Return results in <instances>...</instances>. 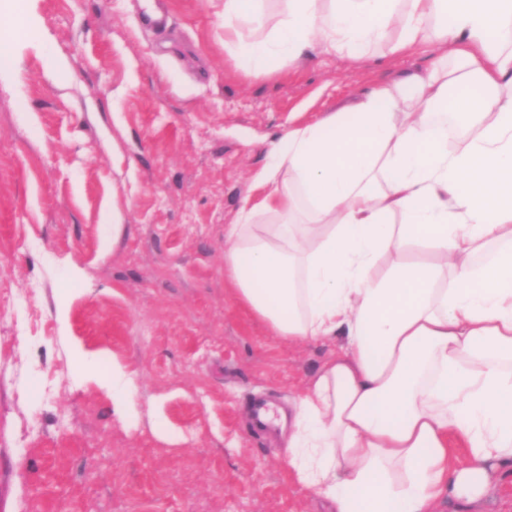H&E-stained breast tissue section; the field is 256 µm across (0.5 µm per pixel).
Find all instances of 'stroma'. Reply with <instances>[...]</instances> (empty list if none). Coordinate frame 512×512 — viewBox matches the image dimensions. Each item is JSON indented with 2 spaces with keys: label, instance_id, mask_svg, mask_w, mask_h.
I'll use <instances>...</instances> for the list:
<instances>
[{
  "label": "stroma",
  "instance_id": "stroma-1",
  "mask_svg": "<svg viewBox=\"0 0 512 512\" xmlns=\"http://www.w3.org/2000/svg\"><path fill=\"white\" fill-rule=\"evenodd\" d=\"M164 3L175 57L145 0H0V512H332L246 418L258 394L288 410L337 343L239 307L224 227L272 140L432 57L258 74L224 50V0ZM80 355L127 368L128 419Z\"/></svg>",
  "mask_w": 512,
  "mask_h": 512
}]
</instances>
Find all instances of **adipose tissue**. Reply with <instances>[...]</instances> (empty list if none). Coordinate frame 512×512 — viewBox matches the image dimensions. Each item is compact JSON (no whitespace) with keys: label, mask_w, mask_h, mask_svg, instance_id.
<instances>
[{"label":"adipose tissue","mask_w":512,"mask_h":512,"mask_svg":"<svg viewBox=\"0 0 512 512\" xmlns=\"http://www.w3.org/2000/svg\"><path fill=\"white\" fill-rule=\"evenodd\" d=\"M259 2L224 0V50L259 74L318 47L434 56L270 142L224 227L236 302L343 349L280 427L288 464L335 512L480 503L512 476V0H286L249 40ZM452 111L473 120L453 148ZM263 3L265 15L269 20L265 29H258L248 21L242 23V31L245 36L250 39L264 37L270 28L277 22L279 17L278 14L283 8V2L281 0H265Z\"/></svg>","instance_id":"1"}]
</instances>
